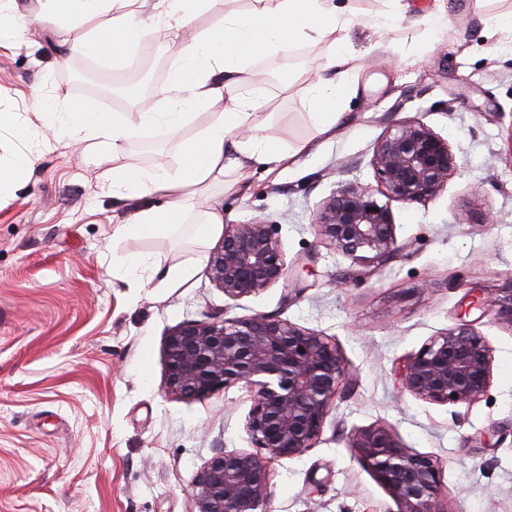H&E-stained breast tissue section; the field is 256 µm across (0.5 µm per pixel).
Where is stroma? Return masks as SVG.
Segmentation results:
<instances>
[{
	"label": "stroma",
	"mask_w": 512,
	"mask_h": 512,
	"mask_svg": "<svg viewBox=\"0 0 512 512\" xmlns=\"http://www.w3.org/2000/svg\"><path fill=\"white\" fill-rule=\"evenodd\" d=\"M351 21L349 53L361 63L356 95L332 138L315 135L309 88L324 76L322 50L300 43L257 58L264 79L254 120L262 135L304 150L287 166L249 162L240 185L206 194L229 224H274L285 280L232 300L208 277L223 239L196 245L191 226L171 236L120 237L113 217L152 205L115 200L81 148L32 119L37 100L64 111L82 100L77 63L87 22L37 20L39 0H17L29 20L0 46V110L30 121L39 153L0 199V512H195L194 484L215 451L250 449L253 405L245 382L203 400L166 394L164 342L186 320L267 314L334 337L345 379L321 435L293 459L270 465V512H398L393 495L349 444L382 425L409 452L442 467L444 512H512V325L474 309L492 349V383L478 402L434 404L401 386L400 371L431 336L458 321L475 289L512 282V29L494 18L512 0H336ZM447 10L435 31L430 14ZM393 21L375 23L380 13ZM180 39L152 26L146 99L161 107ZM70 51L55 64L59 44ZM420 123L447 139L460 168L435 197L388 201L396 239L389 263L361 265L321 242L314 221L349 184L378 187L372 159L397 125ZM175 138L123 142L119 161L173 168ZM469 223H458L459 215ZM149 265L131 276L126 255ZM190 277L166 284L168 270Z\"/></svg>",
	"instance_id": "1"
}]
</instances>
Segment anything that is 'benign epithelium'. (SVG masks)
<instances>
[{
	"mask_svg": "<svg viewBox=\"0 0 512 512\" xmlns=\"http://www.w3.org/2000/svg\"><path fill=\"white\" fill-rule=\"evenodd\" d=\"M372 165L385 195L403 203L435 197L458 169L448 140L420 123H405L388 134ZM315 227L321 240L365 267L396 252L390 212L367 187L338 190L320 209ZM208 275L232 300L277 284L286 267L271 225H224V241L210 255ZM486 304L512 325V286L470 302L477 308ZM164 357L162 388L180 399H206L245 382L254 397L245 432L253 447L266 452L225 449L207 461L194 484L196 512H268L271 461L295 458L311 447L333 408L344 379L335 340L265 314L185 321L166 337ZM491 377V349L475 322L461 317L408 358L401 384L424 401L470 405L487 394ZM350 447L393 494L399 512H439L442 468L437 459L405 450L382 426L356 431Z\"/></svg>",
	"mask_w": 512,
	"mask_h": 512,
	"instance_id": "1",
	"label": "benign epithelium"
}]
</instances>
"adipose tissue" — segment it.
<instances>
[{
    "label": "adipose tissue",
    "instance_id": "adipose-tissue-1",
    "mask_svg": "<svg viewBox=\"0 0 512 512\" xmlns=\"http://www.w3.org/2000/svg\"><path fill=\"white\" fill-rule=\"evenodd\" d=\"M135 0H43L45 14L57 22H81L96 16L106 21L87 34L84 51L104 68L130 62L141 48L150 24L138 20ZM243 14L199 32L181 48L167 84L161 89L164 111L147 110L140 123L122 112H103L80 104L54 113L58 132L71 144L99 155L120 151L121 141L143 136L180 135L191 109L210 105V122L179 144L176 168L148 170L116 165L105 174L118 199L155 198V205L135 212L122 226L134 237L174 234L190 214L198 216V234L207 239L224 229V212L200 204V194L224 182L243 160L260 156L279 166L296 151L254 132L255 102L247 88L260 81L248 60L288 52L298 40L317 46L328 43V67L334 79L318 80L310 90L311 118L316 134L335 136L342 100L356 92L358 66L342 36L350 22L334 0H252Z\"/></svg>",
    "mask_w": 512,
    "mask_h": 512
}]
</instances>
